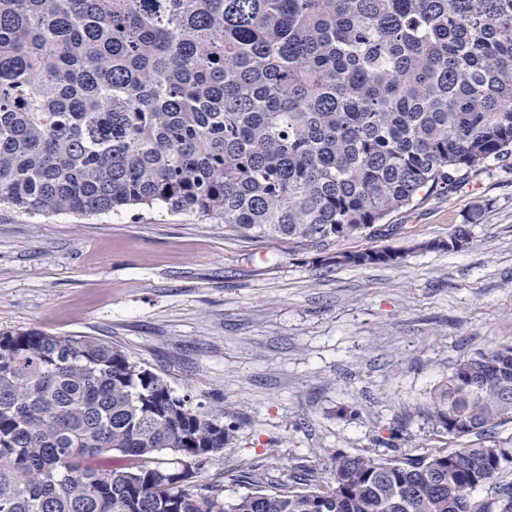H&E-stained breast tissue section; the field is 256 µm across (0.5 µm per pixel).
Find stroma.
I'll use <instances>...</instances> for the list:
<instances>
[{"mask_svg": "<svg viewBox=\"0 0 512 512\" xmlns=\"http://www.w3.org/2000/svg\"><path fill=\"white\" fill-rule=\"evenodd\" d=\"M456 251L424 250L459 226ZM404 250L398 262L326 256ZM94 336L234 426L202 483L248 492L243 463L324 475L339 452L416 455L469 438L419 412L477 350L512 345V157L422 195L376 234L306 247L248 240L190 213L34 214L0 205V331ZM409 435L393 440L400 424ZM389 250L383 249H365L358 252H344L336 253L335 256L329 257L327 263L334 264L336 266H358L367 267L377 264H387L391 262H397V259L401 257L398 253L389 254ZM397 256V259H393V256Z\"/></svg>", "mask_w": 512, "mask_h": 512, "instance_id": "obj_1", "label": "stroma"}]
</instances>
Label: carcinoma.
Returning a JSON list of instances; mask_svg holds the SVG:
<instances>
[{"instance_id": "obj_1", "label": "carcinoma", "mask_w": 512, "mask_h": 512, "mask_svg": "<svg viewBox=\"0 0 512 512\" xmlns=\"http://www.w3.org/2000/svg\"><path fill=\"white\" fill-rule=\"evenodd\" d=\"M512 155V0H0V204L189 211L246 239L350 238ZM470 242L460 228L421 249ZM393 262L388 250L328 258ZM431 432L512 419V346L455 364ZM234 428L119 346L0 332V512H503L512 440L244 468L194 494ZM135 459L102 469L105 454Z\"/></svg>"}]
</instances>
